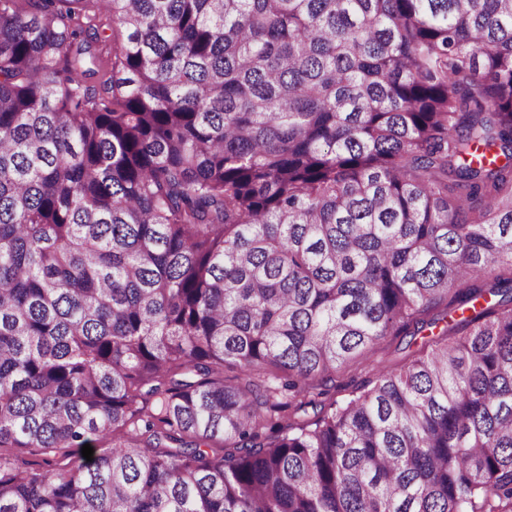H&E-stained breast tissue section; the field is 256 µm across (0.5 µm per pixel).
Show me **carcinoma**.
<instances>
[{
	"mask_svg": "<svg viewBox=\"0 0 512 512\" xmlns=\"http://www.w3.org/2000/svg\"><path fill=\"white\" fill-rule=\"evenodd\" d=\"M0 512H512V0H0ZM428 338L416 336L417 343L409 346L411 336H388L374 349L339 367L336 371V401L340 404L346 401L355 387L367 379H372L378 370H399L421 356L426 349L428 352L430 347L422 345L423 340Z\"/></svg>",
	"mask_w": 512,
	"mask_h": 512,
	"instance_id": "obj_1",
	"label": "carcinoma"
}]
</instances>
